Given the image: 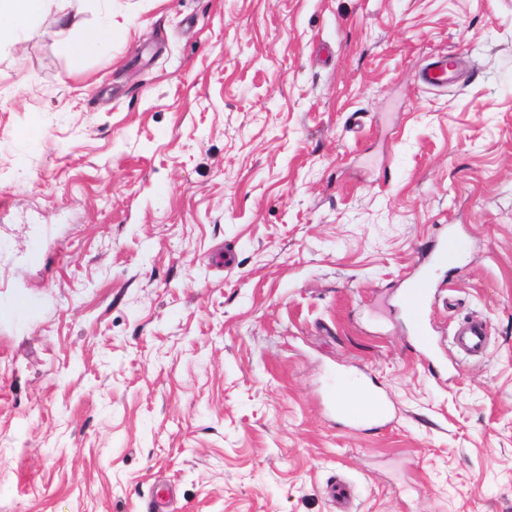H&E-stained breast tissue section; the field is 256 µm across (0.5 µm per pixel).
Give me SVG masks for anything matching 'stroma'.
I'll return each instance as SVG.
<instances>
[{"instance_id": "stroma-1", "label": "stroma", "mask_w": 512, "mask_h": 512, "mask_svg": "<svg viewBox=\"0 0 512 512\" xmlns=\"http://www.w3.org/2000/svg\"><path fill=\"white\" fill-rule=\"evenodd\" d=\"M339 477L512 512V0H48L0 39V512H338ZM75 27L76 23H73L72 27L68 29L62 28L58 30L57 35L60 37V42L66 48L71 64L74 67H79L88 54L100 51L102 41L98 38H77L74 34ZM459 61V58H448V54L434 57L425 66L423 72L424 81L431 86H445L448 81V75L456 69ZM406 288H409L406 310L414 336H422V342L428 347V336L431 334L426 323V315L434 285L426 275L421 274L412 278ZM487 323L478 318H471L460 323L455 331L456 344L460 351L471 358H479L487 344ZM349 395H352L353 399H350ZM340 404L360 417L373 410V402L367 390L363 388L355 390L343 382L340 383Z\"/></svg>"}]
</instances>
